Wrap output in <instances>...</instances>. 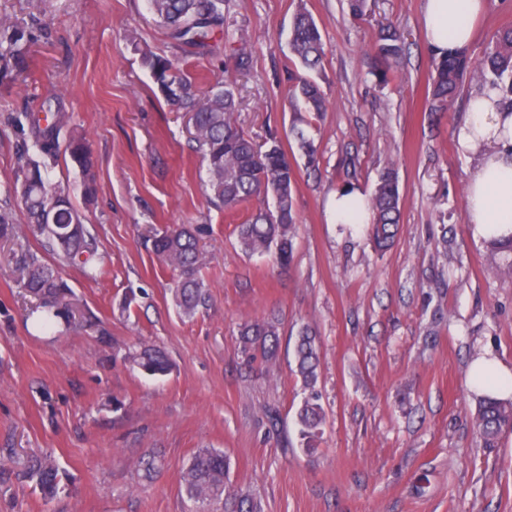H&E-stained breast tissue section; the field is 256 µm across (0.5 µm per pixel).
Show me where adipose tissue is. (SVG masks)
<instances>
[{
    "instance_id": "obj_1",
    "label": "adipose tissue",
    "mask_w": 512,
    "mask_h": 512,
    "mask_svg": "<svg viewBox=\"0 0 512 512\" xmlns=\"http://www.w3.org/2000/svg\"><path fill=\"white\" fill-rule=\"evenodd\" d=\"M483 7L484 0H425L423 27L429 47L441 52L467 48L473 20ZM458 145L476 159L465 198L473 236L488 240L512 235V112L499 105L495 90L487 88L471 97ZM331 212L338 224L371 221L368 199L354 188L337 190ZM468 383L480 394L510 396L512 368L494 357L479 356L470 367Z\"/></svg>"
}]
</instances>
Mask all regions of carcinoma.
<instances>
[{"instance_id": "obj_1", "label": "carcinoma", "mask_w": 512, "mask_h": 512, "mask_svg": "<svg viewBox=\"0 0 512 512\" xmlns=\"http://www.w3.org/2000/svg\"><path fill=\"white\" fill-rule=\"evenodd\" d=\"M227 0H149L156 22L169 30L170 38L181 48L203 50L211 32L224 19ZM289 42L299 68L288 71L292 97L302 106L298 112L315 116L326 111L327 101L317 78L321 75L324 49L320 29L304 8L293 17ZM163 98L189 112L194 127L193 141L202 151L208 174L209 200L234 211L247 202H256L255 210L237 226L241 250L246 254L268 255L281 267H288L297 233L292 192L296 182L294 161L271 138L263 147L237 124L235 112L236 80L224 81L199 91L196 84L173 57L133 44ZM404 42L396 29L382 28L377 36L371 74L377 82L388 80L392 65L400 62ZM432 73L428 86L430 111L446 112L467 88L479 92L489 86L497 90L500 104L512 110V28L499 33L494 45L475 66L467 51H450L442 56L431 54ZM297 119L292 132L305 157L306 165L320 164L319 148L301 128ZM64 120L47 112L44 125L34 132L33 147L49 159L65 152L77 165L84 193L95 189L94 162L90 147L81 135L69 134L60 140ZM43 161L32 160L18 172L14 192L24 205L28 224L25 228L11 222L0 211V239L32 234L41 238L42 248L21 256L17 271L21 287L38 303V308L69 326L76 319L77 303L61 277L64 267H75L86 277L102 271L105 257L99 252L96 237L84 223L65 187L52 182ZM374 219L369 233L376 248L388 249L398 233L400 190L395 168L383 167L377 175L371 199ZM491 250L509 259L512 268V236L488 240ZM152 249L160 261L175 273L173 299L180 315L191 318L208 302V288L199 276L204 257L199 247V229L194 225L173 227L152 238ZM242 351L256 352L273 359L279 347L280 323L276 317L263 318L244 325L240 331ZM112 358L120 359L142 374L160 378L169 375L172 365L166 353L156 346L131 350L112 346ZM296 375L304 391L297 409L299 437L304 450L314 449V442L325 423L319 381V354L316 337L303 329L295 342ZM475 423L486 448H495L500 437L512 431V396L478 398ZM162 466L156 453L137 461V471L150 480ZM230 459L217 448H201L182 471L181 488L195 512H258L252 498L228 491ZM15 478L31 483L46 501L59 493V470L49 456L28 458Z\"/></svg>"}]
</instances>
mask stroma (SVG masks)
I'll list each match as a JSON object with an SVG mask.
<instances>
[{
	"mask_svg": "<svg viewBox=\"0 0 512 512\" xmlns=\"http://www.w3.org/2000/svg\"><path fill=\"white\" fill-rule=\"evenodd\" d=\"M424 4L364 0L354 16L347 0H228L210 52L184 58L147 0H0L19 32L0 34V208L26 223L13 183L29 159L30 120L61 113L89 141L96 196L85 201L69 156L51 162L48 177L68 188L107 257L96 278L74 268L63 276L110 338L159 345L174 365L151 379L113 359L86 327L38 323L13 274L38 243L0 240V464L47 452L63 472L50 502L32 486L0 484V512H187L181 470L204 447L224 450L231 488L250 493L261 512H512V434L483 447L468 385L484 351L512 366V270L468 222L475 161L457 141L467 97L447 113L427 107ZM301 7L325 49L328 108L308 130L321 155L315 171L291 134L285 81ZM388 25L407 55L381 85L367 54ZM507 28L512 0H486L472 60ZM242 37L253 65L237 77V122L258 141L280 140L296 163L298 232L285 270L242 253L236 226L249 207L207 202L188 116L161 96L135 51L180 56L204 90L233 69ZM389 161L402 230L380 253L366 225L332 223L329 204L345 185L372 195ZM177 224L204 228L209 307L192 319L177 313L172 273L151 250L153 233ZM131 293L135 302L121 311ZM270 315L281 323L278 354L247 361L238 328ZM305 326L318 339L326 413L311 453L296 424L294 343ZM149 450L163 468L141 486L135 463Z\"/></svg>",
	"mask_w": 512,
	"mask_h": 512,
	"instance_id": "obj_1",
	"label": "stroma"
}]
</instances>
